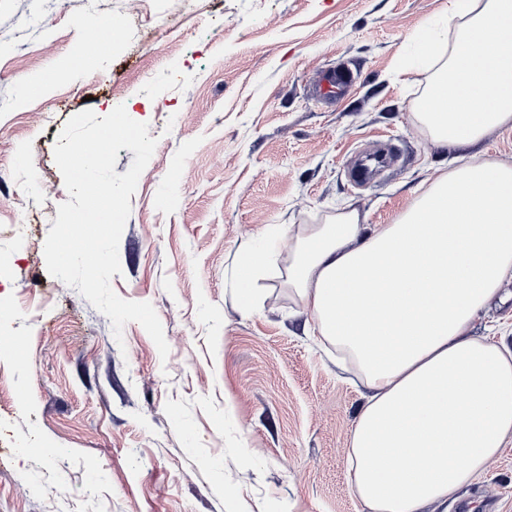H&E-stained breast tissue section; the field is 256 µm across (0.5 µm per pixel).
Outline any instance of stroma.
I'll use <instances>...</instances> for the list:
<instances>
[{
    "label": "stroma",
    "mask_w": 512,
    "mask_h": 512,
    "mask_svg": "<svg viewBox=\"0 0 512 512\" xmlns=\"http://www.w3.org/2000/svg\"><path fill=\"white\" fill-rule=\"evenodd\" d=\"M447 5L0 0V512H362L347 456L364 389L289 296L288 238L342 207L392 223L462 159L512 164V132L447 150L415 120L428 74L400 59ZM329 68L351 78L333 103L314 92ZM121 104L157 145L111 286L153 305L165 358L44 258L69 199L57 137ZM254 254L264 294L247 308ZM471 333L512 346V281ZM447 512H512V444ZM260 264V257L253 255L251 258L245 260L240 269V293L242 301L248 305L255 299L261 288H253L257 278V268Z\"/></svg>",
    "instance_id": "obj_1"
}]
</instances>
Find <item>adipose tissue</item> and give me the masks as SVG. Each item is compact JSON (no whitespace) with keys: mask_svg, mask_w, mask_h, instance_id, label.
I'll return each instance as SVG.
<instances>
[{"mask_svg":"<svg viewBox=\"0 0 512 512\" xmlns=\"http://www.w3.org/2000/svg\"><path fill=\"white\" fill-rule=\"evenodd\" d=\"M402 71L429 78L415 118L441 148L512 132V0H449ZM288 290L367 390L348 479L363 512L455 499L512 443V347L469 329L512 280V164L464 161L389 224H305Z\"/></svg>","mask_w":512,"mask_h":512,"instance_id":"1","label":"adipose tissue"}]
</instances>
